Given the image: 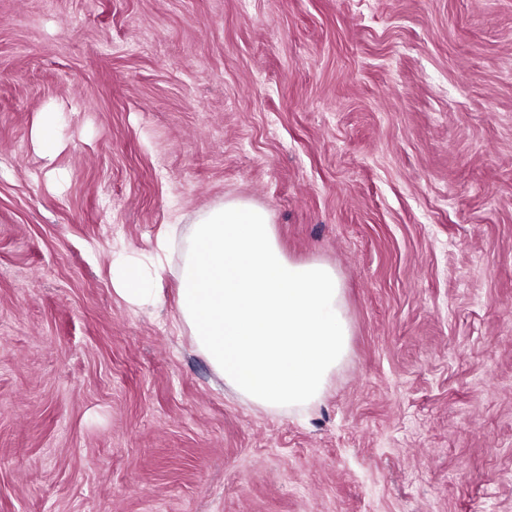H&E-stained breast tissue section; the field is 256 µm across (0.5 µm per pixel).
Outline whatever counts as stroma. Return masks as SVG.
Here are the masks:
<instances>
[{"label": "stroma", "instance_id": "stroma-1", "mask_svg": "<svg viewBox=\"0 0 512 512\" xmlns=\"http://www.w3.org/2000/svg\"><path fill=\"white\" fill-rule=\"evenodd\" d=\"M229 197L341 278L309 412L178 319ZM0 512H512V0H0ZM168 245L167 236L161 235L148 255L113 263V292L135 308L151 304L156 298L155 280L162 268Z\"/></svg>", "mask_w": 512, "mask_h": 512}]
</instances>
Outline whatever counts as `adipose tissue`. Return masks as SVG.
Returning a JSON list of instances; mask_svg holds the SVG:
<instances>
[{"instance_id": "obj_1", "label": "adipose tissue", "mask_w": 512, "mask_h": 512, "mask_svg": "<svg viewBox=\"0 0 512 512\" xmlns=\"http://www.w3.org/2000/svg\"><path fill=\"white\" fill-rule=\"evenodd\" d=\"M168 245V238L163 235L157 239L148 255L113 263V292L135 308L151 304L156 298L155 280L163 265Z\"/></svg>"}]
</instances>
